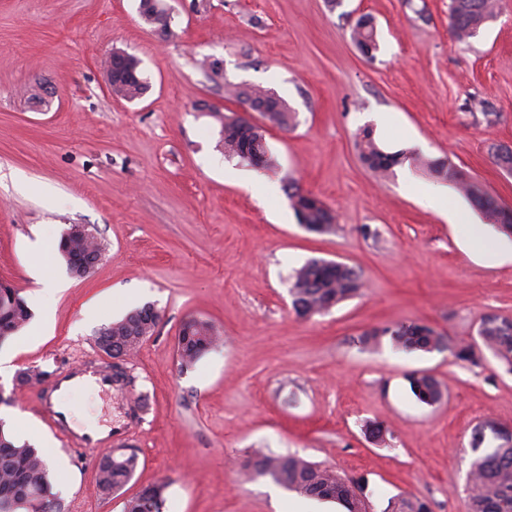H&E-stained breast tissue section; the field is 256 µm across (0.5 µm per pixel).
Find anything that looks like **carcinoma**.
<instances>
[{
    "label": "carcinoma",
    "instance_id": "cac0c4a2",
    "mask_svg": "<svg viewBox=\"0 0 512 512\" xmlns=\"http://www.w3.org/2000/svg\"><path fill=\"white\" fill-rule=\"evenodd\" d=\"M163 0L139 4V15L148 25L157 28L163 23ZM495 16L493 0H451L450 19L457 39L475 36L479 29ZM352 40L359 50L377 49L376 29L367 17L360 18L352 32ZM140 61L131 54L115 55L112 59V93L128 101L138 100L148 86L139 71ZM225 91L240 103L260 106L259 114L273 126L288 128L294 124L295 113L269 89L249 84L228 83ZM220 145L224 155L237 158L260 171L272 170L276 162L266 141V128L233 113L224 115L220 130ZM360 157L369 168L382 177L391 173L393 166L409 161L428 168L436 176L454 184L465 197L484 209L489 218L512 229V213L500 208L462 171L446 161H426L412 151L398 154L383 152L372 131L363 130L358 138ZM288 199L299 224L309 232L332 233L335 216L318 197L288 184ZM97 242L62 234L59 249L66 266L73 258L90 256ZM364 288L363 276L345 263L309 259L292 275L289 293L292 308L303 318L329 312L339 304L359 295ZM155 306L147 303L116 320L106 328L111 330L112 354L132 356L156 332L161 315ZM32 319V312L17 290L0 299V343L23 329ZM478 339L472 342H454L427 324L413 323L395 328L386 327L365 332L360 337L364 348L376 347L382 338L406 353H434L447 351L463 363L477 364L484 352H489L512 372V320L496 314L480 318ZM222 336L207 320L193 319L183 323L177 337L180 368H189L204 354L218 349ZM49 372L38 366L18 371L14 381L21 387H34L46 382ZM411 393L418 402L434 406L447 396V388L427 371L407 375ZM0 420V512H64L63 504L52 491L44 452L29 443H16L5 431ZM472 454L466 487L468 512H512V433L497 430L487 421L472 429L469 441ZM139 466V454L128 448L112 455L108 464L100 458L96 462L97 483L100 492L110 497L127 485ZM241 470L250 478H268L289 492L300 496L335 501L347 512H362L363 501L352 490L364 486L355 484L336 472L304 457L288 454L273 455L261 449L247 452L240 462ZM169 483L161 480L143 488L124 503L123 512H164ZM383 512H431L427 502L406 494L392 498Z\"/></svg>",
    "mask_w": 512,
    "mask_h": 512
}]
</instances>
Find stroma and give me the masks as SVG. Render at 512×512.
Listing matches in <instances>:
<instances>
[{"label": "stroma", "mask_w": 512, "mask_h": 512, "mask_svg": "<svg viewBox=\"0 0 512 512\" xmlns=\"http://www.w3.org/2000/svg\"><path fill=\"white\" fill-rule=\"evenodd\" d=\"M472 38L450 29V0H166L159 37L139 0H0V280L33 313L0 351L19 369L55 373L101 358L94 334L146 303L162 315L127 365L148 397L134 423L120 391L79 390L75 422L123 427L140 466L118 496L102 497L92 459L39 439L66 512H123L126 499L167 479L165 512H342L239 470L245 449L306 459L362 479L373 512L407 494L432 512H467L472 428L512 427V372L495 359L471 366L445 353L405 354L390 341L362 350L363 332L425 323L453 341L476 335L484 314L512 319V260L463 246L483 212L444 180L410 163L378 181L356 137L370 129L388 153L446 160L512 210V175L494 162L512 147V0ZM371 16L378 50L350 34ZM135 55L148 84L135 101L112 93L105 67ZM221 63L220 74L202 59ZM273 91L297 114L268 126L278 163L263 174L219 145L220 115L258 113L228 99L225 82ZM388 115L380 123V115ZM445 188L435 202L406 179ZM319 197L336 230L302 228L285 180ZM83 224L103 247L93 273H69L58 244ZM313 257L346 263L367 287L329 313H294L289 275ZM63 289L43 311L31 267ZM212 322L219 351L180 369L179 330ZM448 388L436 406L406 376ZM380 421L381 442L366 438ZM406 380L411 393L421 404L434 406L447 396V388L427 371L409 373Z\"/></svg>", "instance_id": "35a3bbf8"}]
</instances>
